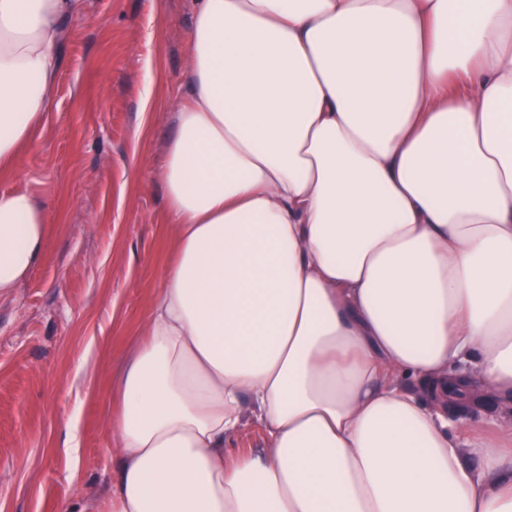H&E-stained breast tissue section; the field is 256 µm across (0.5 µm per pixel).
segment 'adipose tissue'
<instances>
[{
	"mask_svg": "<svg viewBox=\"0 0 512 512\" xmlns=\"http://www.w3.org/2000/svg\"><path fill=\"white\" fill-rule=\"evenodd\" d=\"M82 0H0V170ZM175 245L81 512H512V0H192ZM48 212L0 192V298ZM501 405L461 434L451 391ZM266 448L229 452L248 421Z\"/></svg>",
	"mask_w": 512,
	"mask_h": 512,
	"instance_id": "adipose-tissue-1",
	"label": "adipose tissue"
}]
</instances>
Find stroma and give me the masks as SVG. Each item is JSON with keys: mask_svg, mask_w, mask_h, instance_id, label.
I'll list each match as a JSON object with an SVG mask.
<instances>
[{"mask_svg": "<svg viewBox=\"0 0 512 512\" xmlns=\"http://www.w3.org/2000/svg\"><path fill=\"white\" fill-rule=\"evenodd\" d=\"M190 0H84L65 23L47 122L0 192L49 210L43 257L0 299V512H63L98 498L118 466L112 371L144 322L172 237L156 178L186 92ZM159 77L141 112L142 74ZM497 403L450 404L456 425L491 429ZM77 418L80 446L65 447Z\"/></svg>", "mask_w": 512, "mask_h": 512, "instance_id": "35a3bbf8", "label": "stroma"}]
</instances>
